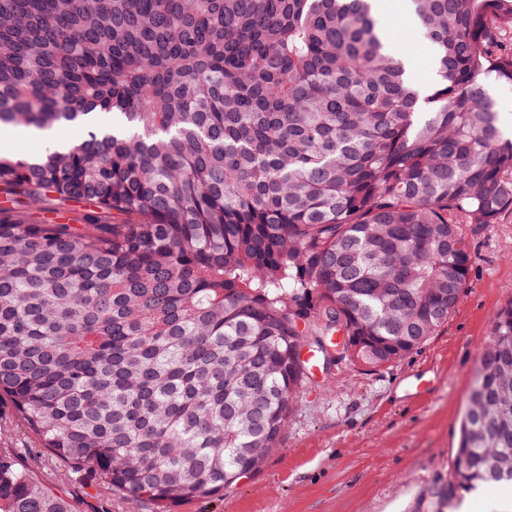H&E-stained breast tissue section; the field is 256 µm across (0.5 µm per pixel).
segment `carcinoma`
Masks as SVG:
<instances>
[{"label":"carcinoma","instance_id":"cac0c4a2","mask_svg":"<svg viewBox=\"0 0 512 512\" xmlns=\"http://www.w3.org/2000/svg\"><path fill=\"white\" fill-rule=\"evenodd\" d=\"M436 81L375 0H0V402L64 476L174 512L278 448L309 368L368 370L455 313L462 224L512 209V0H413ZM68 212L32 224L27 211ZM448 485H512V303L494 315ZM0 512H75L0 454ZM411 0H393L395 7L386 13H379V19L387 29L392 48L406 56L414 83L422 90H428L434 83L435 72L429 52L419 50L418 45L425 41L424 32L413 22ZM405 4V8L403 7ZM490 94L496 102L499 122L507 132H512V85L492 83ZM47 137L78 142L82 137V130L78 126H69L53 128L46 134L41 135L30 132L23 127L17 128L9 138L15 146L11 154L24 156L38 153L45 147Z\"/></svg>","mask_w":512,"mask_h":512}]
</instances>
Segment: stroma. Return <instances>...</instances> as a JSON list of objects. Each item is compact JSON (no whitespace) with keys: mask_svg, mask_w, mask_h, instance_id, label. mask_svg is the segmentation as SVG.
I'll return each mask as SVG.
<instances>
[{"mask_svg":"<svg viewBox=\"0 0 512 512\" xmlns=\"http://www.w3.org/2000/svg\"><path fill=\"white\" fill-rule=\"evenodd\" d=\"M409 2L393 0L379 19L426 90L433 60L418 48L425 37ZM463 231L473 257L470 283L447 325L391 366L372 372L342 362L310 376L262 469L175 512H412L430 488L447 483L494 315L512 302V214ZM55 488L75 512H151L88 478ZM447 512H512V485L466 496Z\"/></svg>","mask_w":512,"mask_h":512,"instance_id":"35a3bbf8","label":"stroma"}]
</instances>
